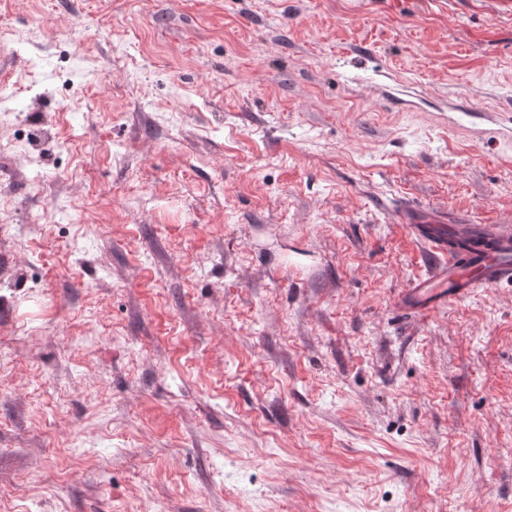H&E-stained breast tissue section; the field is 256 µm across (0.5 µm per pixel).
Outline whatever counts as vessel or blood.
<instances>
[{"label":"vessel or blood","instance_id":"obj_1","mask_svg":"<svg viewBox=\"0 0 512 512\" xmlns=\"http://www.w3.org/2000/svg\"><path fill=\"white\" fill-rule=\"evenodd\" d=\"M402 223L412 225L437 256L430 275L412 281L407 289L409 303L424 310L447 301L460 300L473 288L512 283V226L505 224H449L443 218L426 223L412 207L401 211ZM491 242V249L457 250L449 240Z\"/></svg>","mask_w":512,"mask_h":512}]
</instances>
